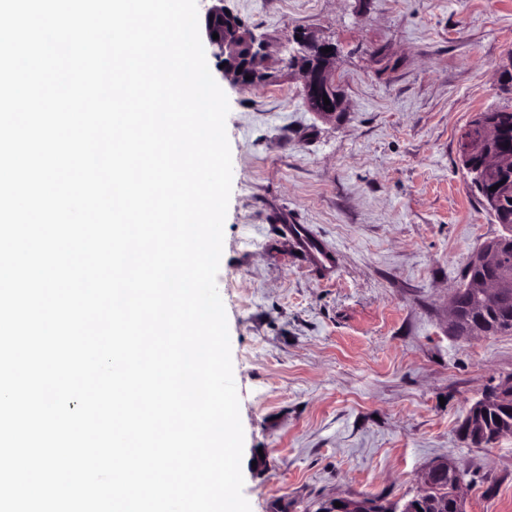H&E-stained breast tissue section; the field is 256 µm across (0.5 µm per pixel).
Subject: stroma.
<instances>
[{
    "instance_id": "obj_1",
    "label": "stroma",
    "mask_w": 512,
    "mask_h": 512,
    "mask_svg": "<svg viewBox=\"0 0 512 512\" xmlns=\"http://www.w3.org/2000/svg\"><path fill=\"white\" fill-rule=\"evenodd\" d=\"M273 39L269 81L225 92L232 191L216 278L230 335L251 512L415 496L429 465L467 472V512H512V436L460 426L512 375V335H449V296L501 231L459 139L512 106V0H224ZM335 43L346 109L325 118L282 59ZM314 240L329 261L303 250Z\"/></svg>"
}]
</instances>
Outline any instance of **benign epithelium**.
<instances>
[{
	"label": "benign epithelium",
	"instance_id": "obj_1",
	"mask_svg": "<svg viewBox=\"0 0 512 512\" xmlns=\"http://www.w3.org/2000/svg\"><path fill=\"white\" fill-rule=\"evenodd\" d=\"M209 2L211 5L205 16V37L212 55L224 65L225 75L235 84L244 87L254 86L256 83L266 80L268 73L263 68V63L267 56V40L253 32L246 34L242 41L237 36H224V20L234 21L236 16L226 13L224 0H209ZM215 33L219 35V38H213ZM335 55L336 51L334 50L322 54V63L317 69L302 72L305 96L309 101L315 103L319 98L325 95L330 96L336 92L335 70L333 69ZM471 127L479 129L483 138L488 142H492L498 137L497 129L480 113L472 120ZM459 152L462 165L471 177L472 187L479 191L483 190L491 172L512 165L511 157L489 152L485 154L483 166L472 167L469 159L474 154V148L467 141L460 145ZM498 243L499 239L497 238L487 242L480 251L471 256L469 263L483 266L495 265ZM508 284L509 281L496 278L473 281L470 287L484 296L498 298L506 294ZM492 404L507 410L512 409V376L496 385L494 389L483 393L481 398L472 404L471 418L464 421L463 433L467 436V440L478 441L483 448H489L501 438L512 435V423H504L491 430L486 427L480 416V411ZM445 471L456 477L455 495L458 499L459 512H464V500L460 496V489L465 485V478L457 464L447 457L436 460L427 469L423 489L413 497V500L417 501L425 496L432 488L435 476ZM336 502L341 503V506H334ZM376 508L377 503L365 496L331 499L324 504V512H374Z\"/></svg>",
	"mask_w": 512,
	"mask_h": 512
}]
</instances>
